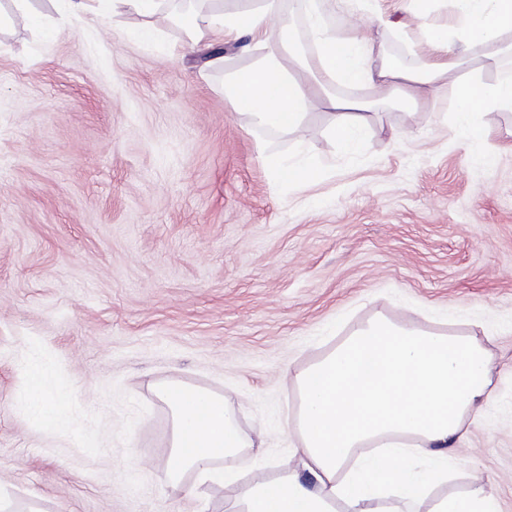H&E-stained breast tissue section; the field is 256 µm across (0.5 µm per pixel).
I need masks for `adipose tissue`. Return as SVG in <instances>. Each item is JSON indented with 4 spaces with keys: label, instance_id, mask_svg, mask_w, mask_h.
Instances as JSON below:
<instances>
[{
    "label": "adipose tissue",
    "instance_id": "ef3b65f1",
    "mask_svg": "<svg viewBox=\"0 0 512 512\" xmlns=\"http://www.w3.org/2000/svg\"><path fill=\"white\" fill-rule=\"evenodd\" d=\"M74 16L94 18L133 12L152 15L161 0H62ZM424 30L435 56L415 67L383 61L378 39L369 32H333L320 0H299L316 52L304 55L290 39L291 23L282 0H237L233 8L189 16L188 49L205 46L210 63L222 66L220 47L237 46L252 59L247 70L228 73L224 97L237 112L281 133H301L307 112L332 109L330 135L341 149L357 153L381 106L415 108L450 91L458 138L471 147L487 138L478 114L512 110V69L501 59L512 54V0H457L454 30L429 25L420 0H399ZM280 31H273L272 20ZM479 60L498 78L487 84L457 78ZM356 88L342 98L335 86ZM46 369L24 367L28 412L36 423L58 430L69 422L43 394ZM299 394L297 429L305 461L277 482L243 481L230 466L245 442L218 395L171 386L164 395L174 408V437L168 456L170 477L194 470L199 483L239 486L224 512H383L380 500L396 502L392 512H501L482 487L461 495L434 497L447 481L448 463L463 435L466 415L477 413L492 396L490 359L481 342L461 334L424 333L377 318L289 381ZM226 467H213L214 459Z\"/></svg>",
    "mask_w": 512,
    "mask_h": 512
}]
</instances>
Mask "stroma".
<instances>
[{
	"label": "stroma",
	"instance_id": "obj_1",
	"mask_svg": "<svg viewBox=\"0 0 512 512\" xmlns=\"http://www.w3.org/2000/svg\"><path fill=\"white\" fill-rule=\"evenodd\" d=\"M189 0H165L158 38L138 16L71 19L43 40L0 28V502L9 512H224L232 488L167 475L180 384L223 396L254 447L237 464L278 480L300 468L290 375L372 319L477 337L494 393L467 423L435 496L482 485L512 512V111L483 114L491 164L452 127L448 94L381 108L358 153L309 112L303 137L224 101L227 49L186 52ZM334 31L431 49L396 0L334 10ZM404 139H395V132ZM321 166L274 177L258 145ZM52 372L68 434L32 421L20 360Z\"/></svg>",
	"mask_w": 512,
	"mask_h": 512
}]
</instances>
